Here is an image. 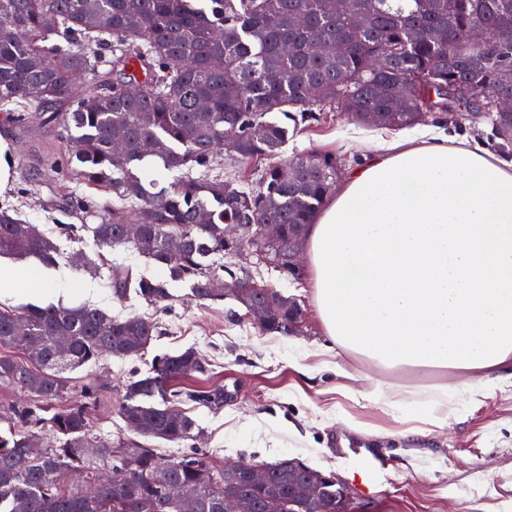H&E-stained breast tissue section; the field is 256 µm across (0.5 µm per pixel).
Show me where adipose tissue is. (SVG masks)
<instances>
[{
  "mask_svg": "<svg viewBox=\"0 0 512 512\" xmlns=\"http://www.w3.org/2000/svg\"><path fill=\"white\" fill-rule=\"evenodd\" d=\"M307 239L336 345L473 400L512 386V160L440 127L376 144Z\"/></svg>",
  "mask_w": 512,
  "mask_h": 512,
  "instance_id": "1",
  "label": "adipose tissue"
}]
</instances>
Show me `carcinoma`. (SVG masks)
<instances>
[{"mask_svg": "<svg viewBox=\"0 0 512 512\" xmlns=\"http://www.w3.org/2000/svg\"><path fill=\"white\" fill-rule=\"evenodd\" d=\"M368 18L357 29L358 15ZM300 15L306 24H292ZM483 27L488 45L465 48L470 30ZM60 39L66 46L48 45ZM350 41L340 56L326 41ZM291 51H280L281 42ZM111 49L112 75L98 72L100 50ZM512 0H0V105L13 106L16 120L75 128L73 149L50 153L42 167L65 173L101 193L68 211L69 236L93 240L99 260L106 249L146 256L173 279L188 280L201 301L224 300L213 282L229 277L254 282L237 262L240 243L224 240L231 224H278L280 237H255L254 251L285 275L288 239L305 240L312 223L336 192L341 161L307 152L270 163L244 188L224 179L223 160L242 166L276 156L301 127L338 112L356 121L373 115L380 128L400 130L422 116L448 114L462 121L475 114L490 122L494 149L512 156V116L497 106L512 95ZM94 77L95 89L78 94L73 76ZM470 85V99L454 95ZM50 103L69 111L44 112ZM240 139L224 148V128ZM116 138L125 140L120 152ZM170 173L169 186L148 191L139 177H114L146 158ZM93 223H88V220ZM139 224L129 239L124 226ZM57 240L31 234L22 211L0 207V257L55 264ZM227 259L219 265L210 256ZM113 296L134 295L158 307L169 300L163 284L133 276L125 265H106ZM244 307L269 304L259 329L290 335L300 305L266 287L259 295L235 297ZM70 339L66 353L57 349ZM158 324L139 315L123 319L90 306H0V390L28 398L3 417L0 431V512H180L168 497L182 485L197 512H222L216 486L241 489L225 479L224 467L195 447L196 421L181 408H224V386L185 387L206 372L198 353L187 349L155 359L149 375L130 380L117 414L136 434L174 443L188 452L164 456L152 448L93 433L90 410L99 388L69 373L104 356L145 354ZM44 440L38 454L32 437ZM273 490L288 500V461L270 465ZM130 482L112 484V472ZM80 472L86 486L67 485L64 474Z\"/></svg>", "mask_w": 512, "mask_h": 512, "instance_id": "cac0c4a2", "label": "carcinoma"}]
</instances>
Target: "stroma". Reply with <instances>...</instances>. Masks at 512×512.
<instances>
[{"instance_id":"1","label":"stroma","mask_w":512,"mask_h":512,"mask_svg":"<svg viewBox=\"0 0 512 512\" xmlns=\"http://www.w3.org/2000/svg\"><path fill=\"white\" fill-rule=\"evenodd\" d=\"M66 135L60 124L23 126L11 110L0 107V141L26 168L25 178L10 176L0 188V206H18L23 219L53 237H59V225L69 223L76 200L96 196L81 185L64 186L62 176L41 167L45 154L63 150ZM377 135L389 139L393 133L335 115L289 139L283 155L331 153L350 166L362 160ZM59 239L58 267L29 266L28 286L1 290V306L87 303L115 316L149 317L160 326L141 358L106 357L75 371V378L101 390L96 430L141 443V436L124 429L117 416L125 384L148 373L157 356L191 348L209 365L207 374L191 378V385L220 384L231 395L222 410L192 413L200 428L197 447L219 459L300 460L342 480L350 512H512L511 388L473 403L462 395H443L438 376L397 371L388 377L394 392L412 390L420 405L396 418L369 397L378 380L375 370L326 336L310 267H303L298 280L270 266L256 276L295 298L303 310L300 332L283 336L260 331L233 298L196 299L186 282L170 283L173 300L165 311L117 300L98 278L74 265V255L94 254L92 242ZM426 407L447 416L445 426L430 424L422 415ZM362 462L376 475L370 496L353 485V471Z\"/></svg>"}]
</instances>
